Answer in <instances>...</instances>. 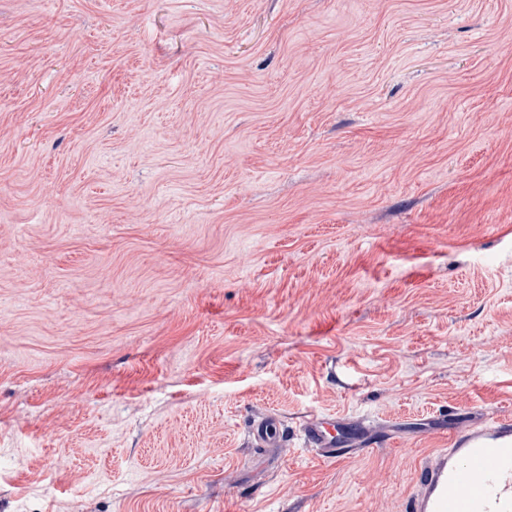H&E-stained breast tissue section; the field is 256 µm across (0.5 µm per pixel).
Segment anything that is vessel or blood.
<instances>
[{"label":"vessel or blood","mask_w":512,"mask_h":512,"mask_svg":"<svg viewBox=\"0 0 512 512\" xmlns=\"http://www.w3.org/2000/svg\"><path fill=\"white\" fill-rule=\"evenodd\" d=\"M249 430L261 447H280L287 440L272 414L253 419ZM435 431L449 445L420 468L418 489L405 512H512V418L485 416L467 426L452 418L438 423ZM302 433L306 447L330 460L375 445L368 426L318 415L304 421Z\"/></svg>","instance_id":"vessel-or-blood-1"}]
</instances>
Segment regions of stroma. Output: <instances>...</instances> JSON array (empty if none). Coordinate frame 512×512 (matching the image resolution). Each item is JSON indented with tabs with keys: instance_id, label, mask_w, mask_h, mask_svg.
<instances>
[{
	"instance_id": "1",
	"label": "stroma",
	"mask_w": 512,
	"mask_h": 512,
	"mask_svg": "<svg viewBox=\"0 0 512 512\" xmlns=\"http://www.w3.org/2000/svg\"><path fill=\"white\" fill-rule=\"evenodd\" d=\"M506 410L512 0H0V512H404ZM249 430L256 444L261 447H280L287 442L282 423L273 414H265L253 419ZM305 446L316 448L318 454L326 459L340 460L354 453L389 443L393 433L381 440L371 439L368 426H352L344 420L333 421L319 415H311L302 425Z\"/></svg>"
}]
</instances>
